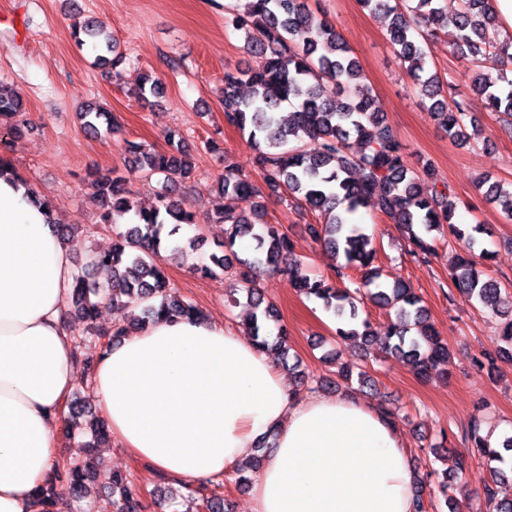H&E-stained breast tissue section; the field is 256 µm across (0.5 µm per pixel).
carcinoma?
I'll use <instances>...</instances> for the list:
<instances>
[{"label":"carcinoma","mask_w":512,"mask_h":512,"mask_svg":"<svg viewBox=\"0 0 512 512\" xmlns=\"http://www.w3.org/2000/svg\"><path fill=\"white\" fill-rule=\"evenodd\" d=\"M374 14L390 18L388 39L413 78L421 101L429 100V110L438 124L454 140L469 141L464 122L467 104L464 99L448 95L439 77L426 71L427 53L423 45L424 31L451 27L456 31L454 48L462 58L480 57L496 66L509 56L512 38L487 48L483 46L484 29L496 23V14L488 0H459L448 10L446 0H358ZM226 25L245 33L252 51L262 58L256 69L224 70V123L247 135L255 150V163L263 182L273 191L304 202L323 218L319 224L306 225V233L316 243L330 250L343 262L333 267V275L311 278L300 272V263L293 259V244L277 225L264 220L263 210L239 214L222 207L209 221L224 225V242L220 252L210 255L211 265L202 267L206 273L238 266V283L231 292L243 294L253 309L245 323L247 335L264 353L288 358V331L278 328L274 341H269L266 321L274 314V305L265 301L263 290L252 280L250 270L256 263L266 265L269 273L291 278L299 291L320 301L333 312L339 327L336 336L344 341L362 344L374 340L368 320L359 319V306L370 301L395 310V321L387 326L383 337L385 353L404 361L412 371L427 377L441 366H448V344L428 324V313L420 297L406 282L387 283L381 280L379 268L373 266L376 249L372 236L355 222L361 208L389 217L404 229L413 245L412 254L427 260L435 247L429 242L432 233H451L460 252L451 271L457 291L496 308L506 307L498 331L503 346L496 357L512 362V300L502 295L497 281L483 278L480 261L492 254L476 251L477 234L482 226L468 229L454 222L456 203L448 185L424 192L423 177L432 176L427 162L417 172L408 166L404 147L378 113L371 110L365 92L359 62L336 30L317 18L306 0H243L227 7ZM75 37L81 45L89 44L97 51L96 64L109 74L125 62L117 41L93 17L83 19ZM336 82L334 99L320 96V82ZM485 96L489 111L499 112L505 120L512 119V79L490 70L474 76ZM163 91L162 82L148 75L140 77L138 96L156 97ZM23 102L14 90L0 83V128L12 137H19L32 127L22 118ZM80 128L90 134H119L121 124L116 115L94 103L77 113ZM168 149L149 150L132 141L126 142L131 165L147 179H158L156 205L142 209L126 177L114 172H91L98 194L93 197L103 224H117L128 217L125 230L115 233L112 249L92 252L81 272L74 276L64 315L87 324L89 335L106 347L127 333V326H141L159 318H200L202 312L190 301L172 290L165 271L166 258L160 251L161 240L172 244V255L183 254L173 245L182 227L198 224L196 214L181 194L182 182L195 169L193 155L185 149L184 135L179 129L166 133ZM487 184L485 196L492 202H503L507 218L512 219V190L497 182ZM221 197L252 194L255 185L233 163L224 162V176L218 181ZM252 244L246 251L237 248L241 240ZM363 270L360 281L337 288L333 281L347 277L346 270ZM107 278H94L98 272ZM114 306L140 308L141 314L125 324L103 325L98 322L101 298ZM337 363V375L353 374L363 384L372 379L366 372L348 362ZM85 410L73 400L64 416L67 430L81 426ZM482 421L471 417L464 438L489 468L490 481L483 489L490 512H512V499L498 498L497 487L507 478L500 467L504 457L481 435ZM415 512H432L446 506L458 512L455 498L448 494V471L432 469L426 478L416 479ZM179 496H167L160 489L150 492L158 501L180 506L190 504L191 512H225L224 503L203 494V487L179 482ZM62 488L78 502L91 500L95 494H112L113 512H141L144 491L126 475L101 470L91 457L55 462L48 483L35 490L41 512H54L57 488Z\"/></svg>","instance_id":"cac0c4a2"}]
</instances>
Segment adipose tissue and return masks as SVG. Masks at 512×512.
<instances>
[{"mask_svg": "<svg viewBox=\"0 0 512 512\" xmlns=\"http://www.w3.org/2000/svg\"><path fill=\"white\" fill-rule=\"evenodd\" d=\"M71 260L25 181L0 173V512H36L54 425L77 382L60 320ZM100 417L135 458L179 481L235 470L274 435L252 512H413L398 425L346 394H296L253 343L215 321L159 320L92 370Z\"/></svg>", "mask_w": 512, "mask_h": 512, "instance_id": "ef3b65f1", "label": "adipose tissue"}]
</instances>
